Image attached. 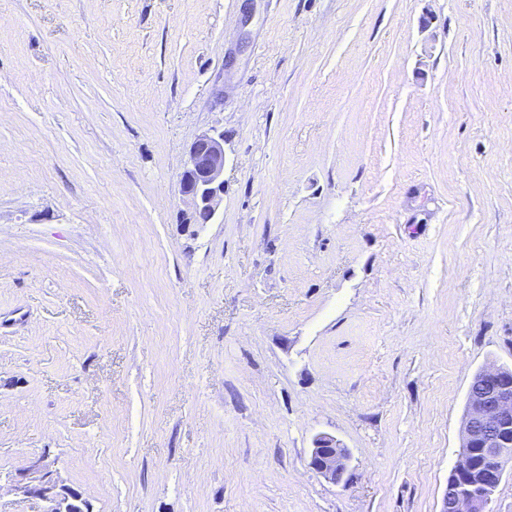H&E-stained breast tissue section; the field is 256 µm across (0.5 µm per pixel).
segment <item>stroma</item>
<instances>
[{"instance_id":"stroma-1","label":"stroma","mask_w":512,"mask_h":512,"mask_svg":"<svg viewBox=\"0 0 512 512\" xmlns=\"http://www.w3.org/2000/svg\"><path fill=\"white\" fill-rule=\"evenodd\" d=\"M492 366L512 0H0V474L49 452L94 512H439ZM224 131L209 129L197 137L179 180V194L192 207L193 222L211 224L224 196ZM350 452L340 446L335 436L328 434L316 435L309 453V467L330 483L339 482L344 476Z\"/></svg>"}]
</instances>
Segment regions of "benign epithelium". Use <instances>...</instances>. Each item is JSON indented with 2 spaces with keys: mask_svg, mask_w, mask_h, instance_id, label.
<instances>
[{
  "mask_svg": "<svg viewBox=\"0 0 512 512\" xmlns=\"http://www.w3.org/2000/svg\"><path fill=\"white\" fill-rule=\"evenodd\" d=\"M224 130L209 129L197 137L179 180V194L192 207V225L212 223L224 196ZM465 452L448 477L439 512H487L507 464L512 462V370L490 367L478 372L468 390V410L462 427ZM350 452L336 437L316 435L309 467L330 483L344 476ZM15 492L38 498L46 512H71V487L48 454L35 458L13 475Z\"/></svg>",
  "mask_w": 512,
  "mask_h": 512,
  "instance_id": "7a95c632",
  "label": "benign epithelium"
}]
</instances>
